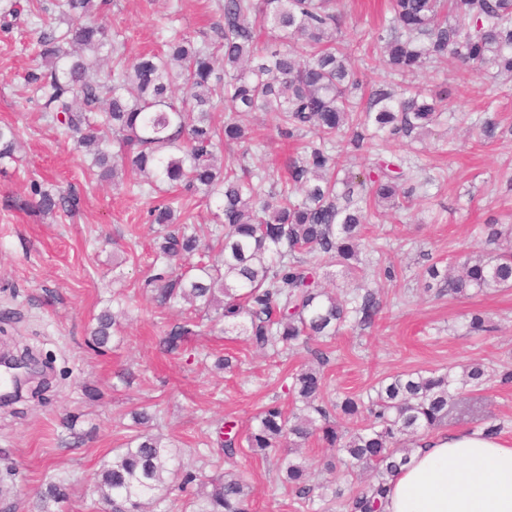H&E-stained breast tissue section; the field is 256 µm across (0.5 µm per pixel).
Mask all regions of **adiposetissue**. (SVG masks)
Listing matches in <instances>:
<instances>
[{"mask_svg":"<svg viewBox=\"0 0 512 512\" xmlns=\"http://www.w3.org/2000/svg\"><path fill=\"white\" fill-rule=\"evenodd\" d=\"M385 512H512V442L481 430L421 437L389 482Z\"/></svg>","mask_w":512,"mask_h":512,"instance_id":"1","label":"adipose tissue"}]
</instances>
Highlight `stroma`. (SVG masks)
Segmentation results:
<instances>
[{"instance_id":"stroma-1","label":"stroma","mask_w":512,"mask_h":512,"mask_svg":"<svg viewBox=\"0 0 512 512\" xmlns=\"http://www.w3.org/2000/svg\"><path fill=\"white\" fill-rule=\"evenodd\" d=\"M216 2L111 0L99 22L123 36L132 56L160 51L163 36L174 30L213 43ZM345 10V39L364 41L380 23L385 0H345ZM36 52L28 15L0 30V125L19 134L13 158L0 162V348L32 356L43 369L20 399L0 407V487L8 489L15 512H28L47 481L62 480L70 496L57 512H95L96 474L129 435L132 409L149 407L153 433L190 468L212 476L219 456L207 441L217 427L232 420L247 430L274 399L291 407L288 376L309 355L303 346L280 358L258 354L244 337L207 321L183 349L161 350L165 330L181 312L155 308L143 290L160 232L147 211L182 191L163 185L149 195L131 194L85 172L73 139L43 116L26 82L41 65ZM413 83L446 100L431 134L372 139L353 160L359 173L377 159L402 155L421 171L412 207L368 230L372 249L362 254L360 282L376 291L382 312L333 341L325 368L333 401L369 395L381 379L402 372L512 361V289L451 299L424 290L417 279L429 259L481 250L479 225L512 224V83L496 85L482 73L462 77L451 63L421 72ZM488 119L498 125L496 137L478 141ZM247 122L263 136L253 168L285 167L288 147L268 116L255 112ZM35 182L75 190L80 211L39 215L31 204ZM385 267L393 277L382 275ZM119 293L134 298L122 332L94 348L93 319ZM474 311L489 317L490 332L467 335ZM224 355L240 358L239 369H216ZM471 407L453 428L497 425L512 440V385L490 380ZM237 464L250 478L252 512H295L291 496L274 482L276 456L248 452Z\"/></svg>"}]
</instances>
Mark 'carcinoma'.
<instances>
[{"mask_svg": "<svg viewBox=\"0 0 512 512\" xmlns=\"http://www.w3.org/2000/svg\"><path fill=\"white\" fill-rule=\"evenodd\" d=\"M104 0H60L66 29L42 21L36 44L42 69L29 74L41 111L85 150L88 170L116 178L127 172L137 186L173 183L188 196L215 205L214 233L221 260L192 262L200 239L190 212L172 203L149 210L165 228L155 248L154 273L144 288L160 309L189 305L161 340L166 352L195 335L199 321L224 324L260 353L277 356L300 343L327 341L348 322L372 323L381 311L375 292L342 298L324 286L339 266L354 275L367 224L383 209L403 210L415 188L403 162L382 161L365 173L340 167L336 144L364 148L360 128L372 136L416 138L428 131L443 99L412 88V78L450 57L462 76L473 71L512 81V0H390V18L372 34L392 78L367 90L353 57L363 45L341 47L342 0H220L221 42L198 44L173 33L166 50L130 56L118 36L95 20ZM21 14L15 0L0 7V28ZM183 96L175 99L174 89ZM224 110V124L214 113ZM263 112L284 139L313 133L290 159L286 174L251 170L254 130L240 120ZM107 130L112 140L101 136ZM119 146L108 150L109 142ZM17 131L0 125V161L13 158ZM240 146L217 164L219 145ZM40 213H72L81 200L72 191L32 184ZM491 251L435 261L420 278L424 289L464 298L512 288V224L482 228ZM127 301L112 299L91 328L103 346L120 333ZM313 361L291 374L288 391L301 403L286 414L263 406L245 435L227 422L219 437L224 473L207 482L176 464V453L150 432L153 416L132 413L134 434L103 464L96 491L115 512H146L163 491L193 493L194 512H249L248 483L235 469L246 452L280 453L276 482L309 508V460L295 461L282 448H302L315 437L336 455L324 462L335 475L333 497L345 512H383L388 481L408 462L412 445L467 410L470 396L490 380L481 362L450 369L404 372L382 380L368 401L346 397L325 404L328 350H310ZM349 420L338 430L336 415ZM357 485L349 492L342 485ZM69 497L65 483L49 482L31 512H52Z\"/></svg>", "mask_w": 512, "mask_h": 512, "instance_id": "1", "label": "carcinoma"}]
</instances>
